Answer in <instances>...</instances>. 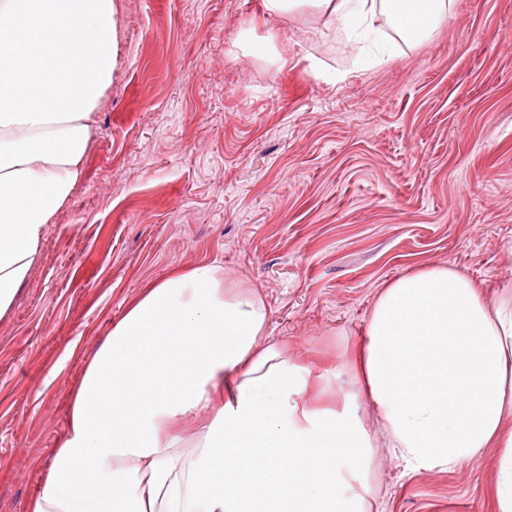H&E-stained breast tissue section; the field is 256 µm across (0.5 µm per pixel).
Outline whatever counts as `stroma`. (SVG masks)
I'll return each instance as SVG.
<instances>
[{
  "mask_svg": "<svg viewBox=\"0 0 512 512\" xmlns=\"http://www.w3.org/2000/svg\"><path fill=\"white\" fill-rule=\"evenodd\" d=\"M116 2L123 63L83 176L0 319V512H25L86 362L127 299L173 269L216 261L256 290L272 339L374 437L346 362L377 293L430 263L489 297L512 272V0H454L428 40L356 71L309 13ZM497 464L490 448L412 473L385 453L371 494L379 512H496Z\"/></svg>",
  "mask_w": 512,
  "mask_h": 512,
  "instance_id": "stroma-1",
  "label": "stroma"
}]
</instances>
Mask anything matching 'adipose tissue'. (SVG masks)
Masks as SVG:
<instances>
[{"mask_svg": "<svg viewBox=\"0 0 512 512\" xmlns=\"http://www.w3.org/2000/svg\"><path fill=\"white\" fill-rule=\"evenodd\" d=\"M454 0H263L345 37L377 22L395 51ZM116 0H0V318L39 262L83 174L94 115L120 64ZM253 289L215 262L142 288L88 360L26 512H372L379 447L414 472L499 449L497 512H512V279L494 298L446 264L390 280L348 368L381 443L349 402L266 334Z\"/></svg>", "mask_w": 512, "mask_h": 512, "instance_id": "adipose-tissue-1", "label": "adipose tissue"}]
</instances>
